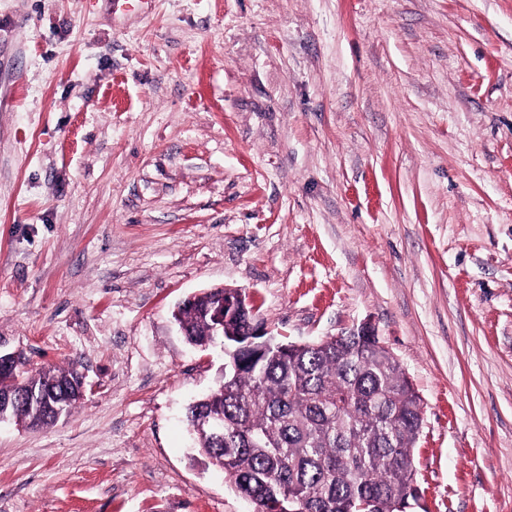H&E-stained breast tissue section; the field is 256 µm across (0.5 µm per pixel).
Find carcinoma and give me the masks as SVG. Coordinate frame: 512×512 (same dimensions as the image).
Returning <instances> with one entry per match:
<instances>
[{"label":"carcinoma","mask_w":512,"mask_h":512,"mask_svg":"<svg viewBox=\"0 0 512 512\" xmlns=\"http://www.w3.org/2000/svg\"><path fill=\"white\" fill-rule=\"evenodd\" d=\"M211 292L175 315L187 341L212 340ZM76 366L0 371V391L22 399L11 418L31 427L68 416L78 399L66 386ZM224 414V439L192 431L195 449L224 470L255 512H396L412 495L420 398L379 338L359 331L264 351L243 349L219 386L188 409Z\"/></svg>","instance_id":"carcinoma-1"}]
</instances>
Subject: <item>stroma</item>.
Here are the masks:
<instances>
[{
	"mask_svg": "<svg viewBox=\"0 0 512 512\" xmlns=\"http://www.w3.org/2000/svg\"><path fill=\"white\" fill-rule=\"evenodd\" d=\"M371 323L421 399L406 512H512V0H0V350L77 365L0 422V512H254L195 455L172 313Z\"/></svg>",
	"mask_w": 512,
	"mask_h": 512,
	"instance_id": "stroma-1",
	"label": "stroma"
}]
</instances>
